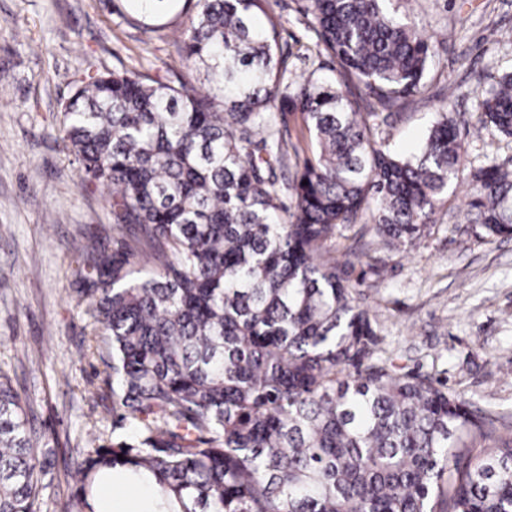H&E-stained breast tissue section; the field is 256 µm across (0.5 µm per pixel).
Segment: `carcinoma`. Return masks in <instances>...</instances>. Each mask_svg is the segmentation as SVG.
<instances>
[{
    "instance_id": "cac0c4a2",
    "label": "carcinoma",
    "mask_w": 512,
    "mask_h": 512,
    "mask_svg": "<svg viewBox=\"0 0 512 512\" xmlns=\"http://www.w3.org/2000/svg\"><path fill=\"white\" fill-rule=\"evenodd\" d=\"M135 2L154 17L176 0ZM276 2L196 0L174 38L205 86L114 70L76 80L64 105L80 178L109 189L116 229L142 241L91 246L79 273L110 346L112 412L137 435L88 450L64 512H93L95 475L117 465L149 472L176 512H512V429L398 366L355 302L365 277L333 256L366 216L390 245L420 239L459 178L446 105L412 157L375 139L383 112L425 89L436 37L407 0H302L337 67L297 79ZM290 115L307 143L288 180ZM475 127L512 137V72ZM469 176L484 235L512 236V169ZM49 452L0 373V512H38Z\"/></svg>"
}]
</instances>
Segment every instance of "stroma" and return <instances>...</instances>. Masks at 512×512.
<instances>
[{"mask_svg":"<svg viewBox=\"0 0 512 512\" xmlns=\"http://www.w3.org/2000/svg\"><path fill=\"white\" fill-rule=\"evenodd\" d=\"M288 67L316 38L297 0H279ZM177 12L142 20L134 0H0V370L27 405L46 448L40 512H62L92 444L134 437L112 417L106 346L91 347L85 305L74 292L86 259L77 240L138 250L117 234L101 184L80 181L59 136L62 105L85 74L123 68L169 84L200 85L169 38ZM411 22L436 36L422 97L395 111L378 140L415 151L439 106L462 123L465 171L438 204L430 231L412 244L386 245L352 227L336 258L356 253L365 274L360 301L377 323L382 348L401 364L446 379L474 406L512 423V237L486 240L470 214L469 168L512 165V138L475 135L477 97L512 71V0H415Z\"/></svg>","mask_w":512,"mask_h":512,"instance_id":"1","label":"stroma"}]
</instances>
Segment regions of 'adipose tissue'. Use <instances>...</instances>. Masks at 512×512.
Returning <instances> with one entry per match:
<instances>
[{
	"label": "adipose tissue",
	"instance_id": "adipose-tissue-1",
	"mask_svg": "<svg viewBox=\"0 0 512 512\" xmlns=\"http://www.w3.org/2000/svg\"><path fill=\"white\" fill-rule=\"evenodd\" d=\"M91 503L95 512H159L150 476L121 467L99 477Z\"/></svg>",
	"mask_w": 512,
	"mask_h": 512
}]
</instances>
